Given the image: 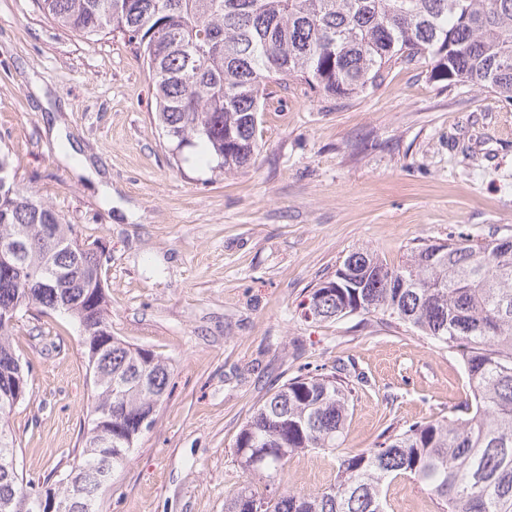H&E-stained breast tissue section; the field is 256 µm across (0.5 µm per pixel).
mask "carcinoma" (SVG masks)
I'll return each instance as SVG.
<instances>
[{"label":"carcinoma","instance_id":"carcinoma-1","mask_svg":"<svg viewBox=\"0 0 512 512\" xmlns=\"http://www.w3.org/2000/svg\"><path fill=\"white\" fill-rule=\"evenodd\" d=\"M59 27L110 35L143 57L156 99L153 120L171 151H195L222 174L247 167L257 149V115L273 84L295 79L310 92L349 99L382 84L389 70L430 58V78L486 89L512 105V0H37ZM21 253L0 272V449L17 461L10 417L26 398L28 371L13 345L22 311L63 312L80 332L109 325L91 305L90 273L103 252L73 237V225L15 182L0 148V243ZM404 281L405 287L394 283ZM380 313L457 353L470 398L448 415L383 435L338 456L336 483L317 492L288 486L299 454L334 451L353 400L341 375L308 373L269 395L236 440L239 467L264 481L244 484L225 512H386L385 487L409 477L440 512H512V238H450L424 244L395 267L351 252L311 293L304 316L327 320ZM86 360L94 419L70 468L100 512L96 475L105 449L93 432L112 407V471L138 441L135 419L158 407L172 365L117 337ZM18 466H0V512L26 496L69 494V485L31 492Z\"/></svg>","mask_w":512,"mask_h":512}]
</instances>
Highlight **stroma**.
Here are the masks:
<instances>
[{"instance_id":"1","label":"stroma","mask_w":512,"mask_h":512,"mask_svg":"<svg viewBox=\"0 0 512 512\" xmlns=\"http://www.w3.org/2000/svg\"><path fill=\"white\" fill-rule=\"evenodd\" d=\"M430 60L393 68L350 100L274 86L251 165L217 176L176 162L152 120L148 69L121 39L90 40L36 0H0V145L83 240L105 244L113 335L171 359L169 395L102 496V512H224L246 476L234 446L266 396L308 372L355 382L344 447L447 413L469 394L456 356L373 315L302 317L349 252L388 266L424 243L512 237V105L433 81ZM91 162L94 181L80 166ZM30 393L11 419L36 484L73 464L94 395L77 325L20 313ZM337 455L294 458L288 484H333ZM388 512H436L401 478Z\"/></svg>"}]
</instances>
